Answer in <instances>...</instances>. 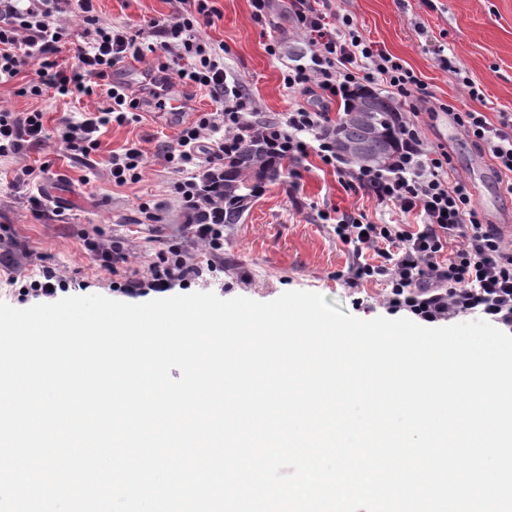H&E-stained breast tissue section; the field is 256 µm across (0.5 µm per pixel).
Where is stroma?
I'll return each mask as SVG.
<instances>
[{
  "label": "stroma",
  "mask_w": 512,
  "mask_h": 512,
  "mask_svg": "<svg viewBox=\"0 0 512 512\" xmlns=\"http://www.w3.org/2000/svg\"><path fill=\"white\" fill-rule=\"evenodd\" d=\"M217 10L212 24L200 29L205 40L224 47V65L242 84L250 107L260 122H272L296 105L315 107L313 95L288 91L283 73L289 57L308 52L287 0H271L262 19L255 21L250 0H211ZM331 10L351 14L362 33L404 61L426 86L428 99L418 117L427 143L447 149L454 171L469 177L486 222L512 221V197H498L488 178L495 168L469 140L452 137L451 126L434 109L453 103L460 111L512 113V0H331ZM177 0H95L101 24L125 26L143 33L144 43L155 42L150 24L171 19ZM283 54H268L269 44ZM451 57L480 87L484 97L461 92L451 74L442 69L440 56ZM35 66L25 67L14 79L0 83V109L43 112L47 128H54L65 113L95 112L105 100L93 93L60 98L53 92L34 96ZM168 96L181 99L178 112H158L143 101L132 121L104 128L100 146L90 156L76 158L55 141L26 148L16 157H0V246L10 249L12 262L0 265V301L25 309L34 297H20L18 286L40 278L51 267L70 276L57 298L103 295L121 300L112 290V275L84 248V235L124 241L133 268L146 269L159 250L171 245L189 253L203 251L187 226L182 199L172 192L174 177L154 158L156 144L176 140L185 126L217 105L205 91L173 80ZM145 141L151 156L139 182L117 186L109 161L127 145ZM49 164L48 173L22 183L23 169ZM41 195L42 213H35L29 198ZM156 207L162 221L146 220L141 204ZM365 211L370 220L384 224L398 219L392 207L377 204L344 182L317 157L304 163L301 177L283 175L263 186L241 223L225 228L224 253L216 271L204 272L191 286L223 299L246 297L269 302L287 291H310L327 304L363 320L379 316L407 317L393 310L383 283L353 282L350 248L337 241L321 212Z\"/></svg>",
  "instance_id": "35a3bbf8"
}]
</instances>
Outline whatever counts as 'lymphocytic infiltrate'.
<instances>
[{
    "label": "lymphocytic infiltrate",
    "instance_id": "obj_1",
    "mask_svg": "<svg viewBox=\"0 0 512 512\" xmlns=\"http://www.w3.org/2000/svg\"><path fill=\"white\" fill-rule=\"evenodd\" d=\"M185 6L169 23L161 26L159 49L182 61L178 78L184 84L208 90L218 105L194 124L184 128L176 145L165 147L169 169L178 173L174 189L190 201L198 188L192 173L197 167L201 140L211 147L207 162L211 169L224 165L231 134L248 131L252 123L245 110L248 102L238 84L229 82L224 55L198 31L215 14L210 0H184ZM329 0H290V10L308 37L310 54L294 58L283 76L288 89L316 95L323 103L313 112L297 106L270 127L273 149L287 153L299 163L317 155L347 184L390 205L401 214H416L420 222L377 224L362 212L320 218L332 222L338 241L352 249L355 280L383 282L390 288L393 307L403 308L422 320H448L461 314L479 313L512 331V239L494 224L484 223L474 207L470 186L452 176L447 151L429 148L418 121L397 117L399 150L389 168L363 170L337 155L332 139L334 121L328 106L351 102L356 87L368 82L380 85L397 100L410 105L424 101L425 87L402 60L368 40L348 14L330 12ZM85 28L75 51V67H59L55 55L72 36L63 22L65 0H0V80H11L29 64H36L38 80L30 92L45 91L68 97L89 94L88 78L105 82L110 101L98 112L61 117L54 132H47L43 114L0 111V157L19 154L25 147L56 138L75 157H86L100 145L99 132L111 124H124L139 99L126 88L111 83L112 68L127 57L142 54L139 33L100 24L93 0H80ZM456 125L466 138L493 161L512 194V113H499L490 120L486 113L469 110L454 113ZM193 233L208 245L212 256L203 260L172 248L151 261L147 270L128 268L129 254L118 240L88 237L85 249L101 267L122 279L127 295L166 292L173 286L190 287L204 270H215L214 254L224 248V227L197 224ZM455 251H448L449 242ZM375 261H368L367 252Z\"/></svg>",
    "mask_w": 512,
    "mask_h": 512
}]
</instances>
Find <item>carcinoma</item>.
Segmentation results:
<instances>
[{"instance_id":"carcinoma-1","label":"carcinoma","mask_w":512,"mask_h":512,"mask_svg":"<svg viewBox=\"0 0 512 512\" xmlns=\"http://www.w3.org/2000/svg\"><path fill=\"white\" fill-rule=\"evenodd\" d=\"M395 103L378 93L361 89L336 120L334 142L338 154L358 167L385 168L398 147ZM288 155L271 149L261 127L238 137L232 151L224 153L219 178L202 184L188 205L193 223L207 224L220 216L221 224H238L262 186L279 180L288 170Z\"/></svg>"}]
</instances>
